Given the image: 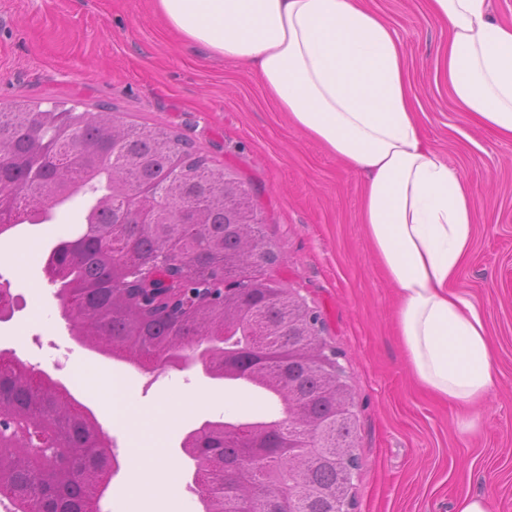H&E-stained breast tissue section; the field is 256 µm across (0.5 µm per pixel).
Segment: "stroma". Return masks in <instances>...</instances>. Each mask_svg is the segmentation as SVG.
Masks as SVG:
<instances>
[{
    "mask_svg": "<svg viewBox=\"0 0 512 512\" xmlns=\"http://www.w3.org/2000/svg\"><path fill=\"white\" fill-rule=\"evenodd\" d=\"M401 37L425 138L468 179L476 200L474 246L455 283L485 313L498 387L463 412L412 379L395 325L396 293L374 259L360 222L363 182L294 127L246 67H232L173 35L151 0H0V105L29 99L48 108L112 107L124 120L166 127L209 163L234 171L262 213L278 256L271 269L319 313L354 394L360 468L352 512H455L464 495L512 512V139L456 109L437 67L448 29L426 0H367ZM89 195L58 207L50 222L1 234L29 242L24 262L0 257V283L27 308L0 323V351L51 372L94 409L119 460L141 448L125 409L99 368L132 386L152 408L174 387L220 392L200 368L158 370L79 347L71 338L46 252L76 236ZM207 411H191L163 434L180 466L185 512H202L189 490L185 433Z\"/></svg>",
    "mask_w": 512,
    "mask_h": 512,
    "instance_id": "stroma-1",
    "label": "stroma"
}]
</instances>
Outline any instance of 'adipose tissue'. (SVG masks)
<instances>
[{"mask_svg":"<svg viewBox=\"0 0 512 512\" xmlns=\"http://www.w3.org/2000/svg\"><path fill=\"white\" fill-rule=\"evenodd\" d=\"M168 28L227 64L252 68L294 126L365 178L361 224L398 291L397 332L417 383L461 406L495 388L480 305L455 282L474 243L472 187L425 139L402 41L363 0H153ZM448 27L442 75L455 106L512 139V24L487 0H427ZM216 392L174 389L153 407L215 410ZM162 448L130 462L129 512H183Z\"/></svg>","mask_w":512,"mask_h":512,"instance_id":"ef3b65f1","label":"adipose tissue"}]
</instances>
